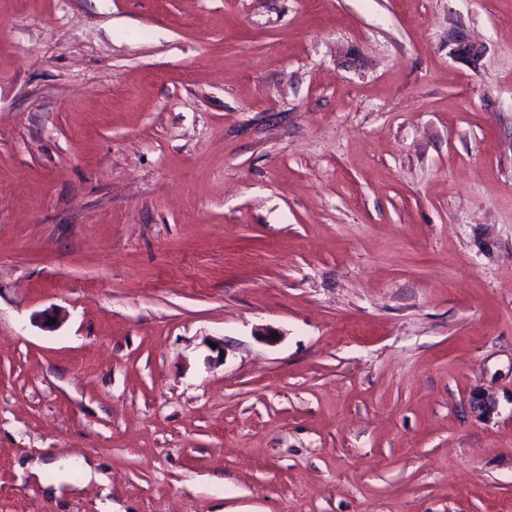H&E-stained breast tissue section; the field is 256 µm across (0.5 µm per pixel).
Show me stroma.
Returning <instances> with one entry per match:
<instances>
[{
    "instance_id": "stroma-1",
    "label": "stroma",
    "mask_w": 512,
    "mask_h": 512,
    "mask_svg": "<svg viewBox=\"0 0 512 512\" xmlns=\"http://www.w3.org/2000/svg\"><path fill=\"white\" fill-rule=\"evenodd\" d=\"M0 512H512V0H0Z\"/></svg>"
}]
</instances>
